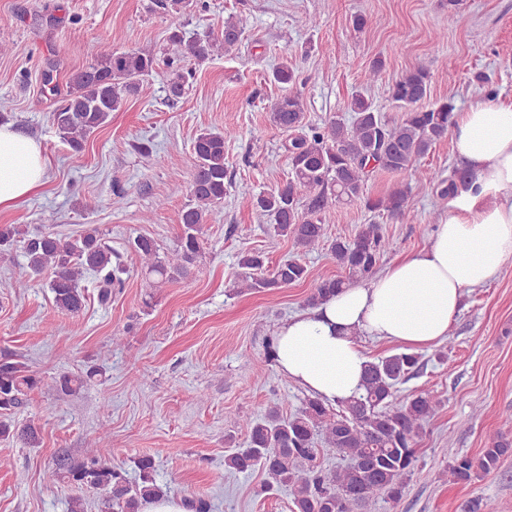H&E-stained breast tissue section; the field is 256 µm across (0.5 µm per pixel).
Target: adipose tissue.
<instances>
[{
	"label": "adipose tissue",
	"instance_id": "1",
	"mask_svg": "<svg viewBox=\"0 0 512 512\" xmlns=\"http://www.w3.org/2000/svg\"><path fill=\"white\" fill-rule=\"evenodd\" d=\"M453 145L473 183L450 201L430 244L273 331L277 368L308 394L336 404L359 391L369 359L355 333L412 347L447 336L465 289L495 279L512 257V105L486 99L459 113ZM45 175L39 144L0 125V206L16 205Z\"/></svg>",
	"mask_w": 512,
	"mask_h": 512
}]
</instances>
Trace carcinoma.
I'll return each mask as SVG.
<instances>
[{
  "instance_id": "cac0c4a2",
  "label": "carcinoma",
  "mask_w": 512,
  "mask_h": 512,
  "mask_svg": "<svg viewBox=\"0 0 512 512\" xmlns=\"http://www.w3.org/2000/svg\"><path fill=\"white\" fill-rule=\"evenodd\" d=\"M243 23L230 17L224 21L222 37L205 43L185 39L174 31L168 37V55L205 60L211 52H229L241 42ZM156 66L149 52L114 51L101 48L96 62L72 73L67 104L53 114L60 137L76 152L88 136L103 127L122 100L139 92L142 77ZM275 82L288 86L273 104V121L289 133L284 144L288 180L268 191L242 195L251 200L273 224L278 236L288 237L301 253L323 245L348 278L319 281L306 304L313 308L338 294L351 279L371 277L386 251V240L378 224H363L356 234L325 242L322 215L331 207L360 201L369 211L385 210L393 216L409 211L411 190L398 186L384 197L364 196V183L374 171L402 172L429 153L455 124L456 106L448 99L429 109L417 104L429 92V75L423 68L407 72L391 88L392 99L404 109L398 122H389L363 94L351 96L348 121L331 120L321 126L305 122L302 94L294 89L297 76L288 61L273 71ZM235 131H206L193 143L194 171L189 186L191 203L180 214L175 248L160 255L156 241L138 236L130 243L155 283L185 277L201 256V242L211 207L224 199V144ZM471 174L459 168L448 182L420 183L426 193L447 198L468 188ZM20 246L30 276L50 274L49 288L56 308L68 315L80 314L85 295L82 278L91 274L99 288V300L108 302L112 289L123 286L125 273L120 255L103 241L97 228L76 236L52 232L27 234L15 224L0 225V254ZM242 269L237 287L265 291L299 283L308 277L300 257L278 263L265 272V258L247 254L239 258ZM419 356L394 353L369 362L362 391L341 404L333 414L330 406L308 397L288 416L274 406L249 422L246 446L224 458L230 473H247L259 467L267 485L285 487L292 496L295 512H370L381 498L397 503L405 494L407 481L418 461V439L435 416L439 401L430 391L398 398L399 385L418 372ZM102 375L99 368L74 376L62 373L55 379L56 391L70 396ZM36 372L19 359L0 358V437L13 438L35 448L41 429L29 422L12 426L10 416L41 387ZM332 451L345 464L332 469L321 466V454ZM512 454V439L498 432L480 455L456 456L448 463V481L469 484L481 473L496 469ZM135 478L112 466L100 448L91 449L79 462L63 465L52 477L77 487L104 492L102 512H138L140 504L166 495L155 477V464L148 456L133 460Z\"/></svg>"
}]
</instances>
